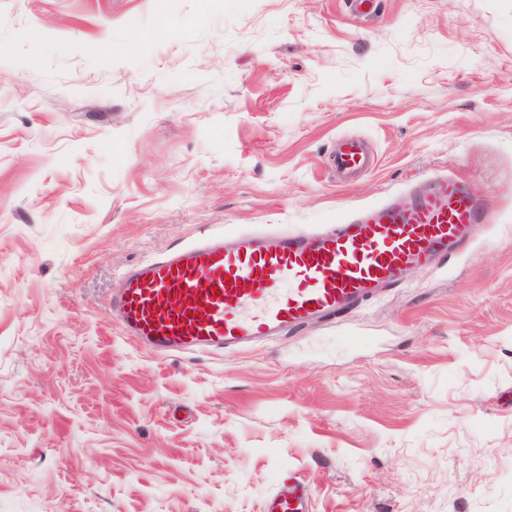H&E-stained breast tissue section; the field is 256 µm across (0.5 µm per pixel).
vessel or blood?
<instances>
[{"label":"vessel or blood","instance_id":"b4317fda","mask_svg":"<svg viewBox=\"0 0 512 512\" xmlns=\"http://www.w3.org/2000/svg\"><path fill=\"white\" fill-rule=\"evenodd\" d=\"M371 158L346 138L332 164L344 177ZM488 213L457 178L434 176L396 203L366 208L322 231L283 233L277 245L214 234L125 273L112 295L115 322L156 354L221 353L267 342L311 321L328 322L358 307L381 286L447 255ZM264 297H257V285ZM307 493L280 486L267 512H309Z\"/></svg>","mask_w":512,"mask_h":512}]
</instances>
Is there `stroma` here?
<instances>
[{
    "mask_svg": "<svg viewBox=\"0 0 512 512\" xmlns=\"http://www.w3.org/2000/svg\"><path fill=\"white\" fill-rule=\"evenodd\" d=\"M375 5L0 0V512H512V0ZM442 171L489 222L335 321L159 356L112 319L170 248ZM370 161L363 141L356 137H348L333 155L332 164L339 175L349 177L367 168ZM308 502L303 489L285 482L273 496L267 512H309Z\"/></svg>",
    "mask_w": 512,
    "mask_h": 512,
    "instance_id": "1",
    "label": "stroma"
}]
</instances>
